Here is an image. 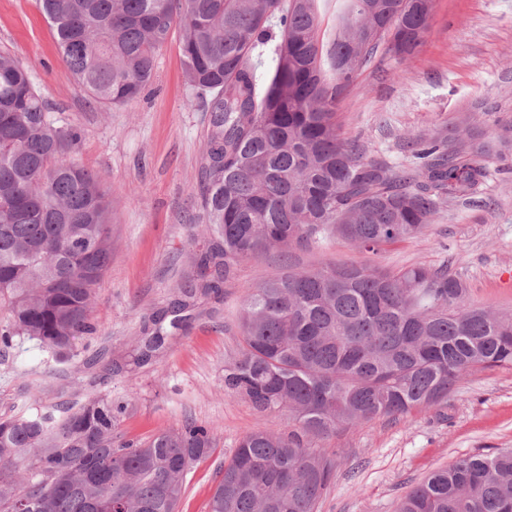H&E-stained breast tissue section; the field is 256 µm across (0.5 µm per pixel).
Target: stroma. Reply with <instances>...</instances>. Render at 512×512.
Listing matches in <instances>:
<instances>
[{
	"mask_svg": "<svg viewBox=\"0 0 512 512\" xmlns=\"http://www.w3.org/2000/svg\"><path fill=\"white\" fill-rule=\"evenodd\" d=\"M0 51L28 69L53 117L80 131L74 158L99 176L112 201V261L92 297L91 334L64 358L16 340L0 355V417L57 415L108 394L127 406L118 439L143 441L188 421L208 428L213 451L188 470L178 512H207L243 435L296 428L288 410L261 414L224 392V366L240 349L243 300L272 274L290 265L444 263L466 281L471 303L512 309V160L492 164L477 193L449 202L424 234L379 255L339 238L287 258L273 251L242 260L221 295L177 309L182 276L207 239L200 169L210 134L208 113L187 105L179 33L141 94L111 109L79 90L37 0H0ZM336 112L344 137L398 169L413 163L405 137L474 114L491 134L512 126V0H434L418 51L401 61L377 53ZM155 328L163 343L139 362ZM315 446L334 461L318 512H396L433 471L512 448V370L472 372L447 403L404 419L342 424Z\"/></svg>",
	"mask_w": 512,
	"mask_h": 512,
	"instance_id": "1",
	"label": "stroma"
}]
</instances>
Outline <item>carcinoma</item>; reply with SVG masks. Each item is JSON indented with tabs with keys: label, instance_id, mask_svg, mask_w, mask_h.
Masks as SVG:
<instances>
[{
	"label": "carcinoma",
	"instance_id": "1",
	"mask_svg": "<svg viewBox=\"0 0 512 512\" xmlns=\"http://www.w3.org/2000/svg\"><path fill=\"white\" fill-rule=\"evenodd\" d=\"M319 0H39L80 91L110 108L139 96L177 29L190 107L210 116L202 223L211 239L183 296L219 294L238 263L334 237L376 255L422 234L474 195L512 137L476 117L406 142L395 169L339 133L336 102L379 48L412 55L433 0H342L335 38ZM270 56L258 74L254 56ZM80 133L46 112L23 64L0 52V352L17 336L68 353L91 330L93 292L112 260V201L64 156ZM75 238L91 251L62 252ZM448 266L374 263L278 272L246 297L242 346L224 393L283 408L288 437L245 434L208 512H317L332 460L309 446L346 422L448 402L474 370L512 369V314L477 307ZM125 406L107 396L56 421L0 418V512H176L183 478L210 455L193 422L114 444ZM398 512H512V450L460 457Z\"/></svg>",
	"mask_w": 512,
	"mask_h": 512
}]
</instances>
